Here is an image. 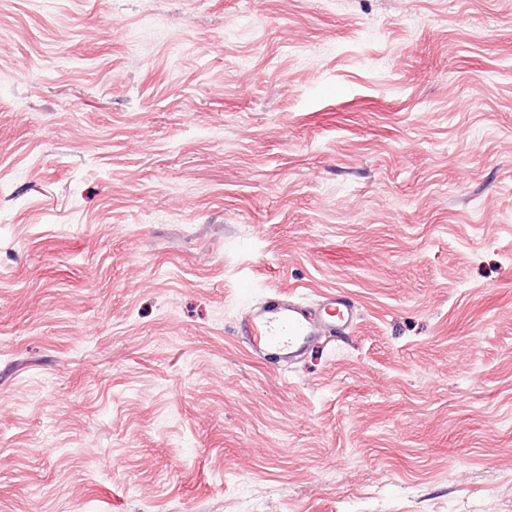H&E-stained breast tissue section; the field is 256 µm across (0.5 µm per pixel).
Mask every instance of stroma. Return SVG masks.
Returning a JSON list of instances; mask_svg holds the SVG:
<instances>
[{"instance_id":"35a3bbf8","label":"stroma","mask_w":512,"mask_h":512,"mask_svg":"<svg viewBox=\"0 0 512 512\" xmlns=\"http://www.w3.org/2000/svg\"><path fill=\"white\" fill-rule=\"evenodd\" d=\"M245 495L512 512V0H0V512ZM357 311L356 303L342 293L322 296L315 308L302 305L292 296L278 295L249 309L241 322L253 352H274L279 362L290 366L323 338L349 335Z\"/></svg>"}]
</instances>
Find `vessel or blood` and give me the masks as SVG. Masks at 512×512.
Here are the masks:
<instances>
[{"label": "vessel or blood", "mask_w": 512, "mask_h": 512, "mask_svg": "<svg viewBox=\"0 0 512 512\" xmlns=\"http://www.w3.org/2000/svg\"><path fill=\"white\" fill-rule=\"evenodd\" d=\"M357 311L356 303L342 293L324 295L312 308L294 297L279 295L249 309L241 322L253 352L275 354L279 362L290 366L322 339L349 335Z\"/></svg>", "instance_id": "obj_1"}]
</instances>
